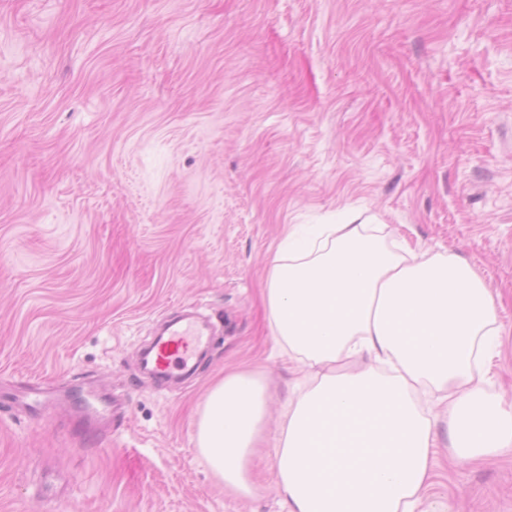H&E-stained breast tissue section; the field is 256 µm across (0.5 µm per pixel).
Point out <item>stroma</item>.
<instances>
[{"instance_id": "35a3bbf8", "label": "stroma", "mask_w": 512, "mask_h": 512, "mask_svg": "<svg viewBox=\"0 0 512 512\" xmlns=\"http://www.w3.org/2000/svg\"><path fill=\"white\" fill-rule=\"evenodd\" d=\"M346 208L467 259L512 400V0H0V512H284L271 449L225 492L192 441L225 372L275 429L261 289ZM222 326L153 379L155 324ZM427 512H512V456L440 450Z\"/></svg>"}]
</instances>
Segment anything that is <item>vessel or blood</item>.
<instances>
[{
    "label": "vessel or blood",
    "instance_id": "1",
    "mask_svg": "<svg viewBox=\"0 0 512 512\" xmlns=\"http://www.w3.org/2000/svg\"><path fill=\"white\" fill-rule=\"evenodd\" d=\"M204 344L205 334L195 322L183 319L171 323L144 353L143 365L160 377L191 373V362Z\"/></svg>",
    "mask_w": 512,
    "mask_h": 512
}]
</instances>
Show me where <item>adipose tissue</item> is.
Masks as SVG:
<instances>
[{
  "label": "adipose tissue",
  "instance_id": "ef3b65f1",
  "mask_svg": "<svg viewBox=\"0 0 512 512\" xmlns=\"http://www.w3.org/2000/svg\"><path fill=\"white\" fill-rule=\"evenodd\" d=\"M378 216L289 225L264 304L289 363L315 382L266 428L251 372L206 395L194 443L225 490L253 493L269 448L286 512H421L438 449L467 463L512 454V403L485 395L503 329L490 288L454 253L388 242Z\"/></svg>",
  "mask_w": 512,
  "mask_h": 512
}]
</instances>
